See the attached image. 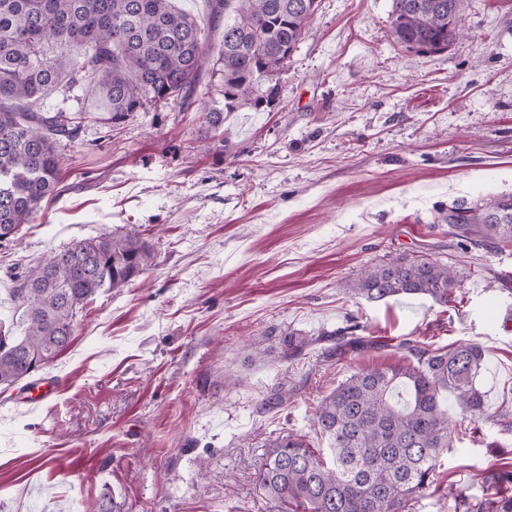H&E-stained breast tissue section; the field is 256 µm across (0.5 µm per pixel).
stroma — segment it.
I'll return each instance as SVG.
<instances>
[{
  "label": "stroma",
  "instance_id": "stroma-1",
  "mask_svg": "<svg viewBox=\"0 0 512 512\" xmlns=\"http://www.w3.org/2000/svg\"><path fill=\"white\" fill-rule=\"evenodd\" d=\"M391 10L319 0L272 77L275 102L225 113L220 147L203 119L224 105L208 66L190 108L111 125L92 92L44 100L82 126L58 145V196L0 244V317L11 276L75 241L134 228L156 259L79 312L69 347L32 378L50 398L29 407L23 387L0 390V512H254L270 440L320 444L318 399L399 361L405 337L480 343L490 413L463 422L412 512L478 503L488 475L512 470V429L495 420L512 417V241L477 249L439 221L512 195V0H464L462 35L435 54L398 44ZM402 254L456 268L454 301L352 295L365 266ZM353 320L383 348L336 355L330 334ZM288 333L313 343L284 357ZM280 386L287 402L263 410Z\"/></svg>",
  "mask_w": 512,
  "mask_h": 512
}]
</instances>
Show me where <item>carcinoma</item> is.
Instances as JSON below:
<instances>
[{"instance_id":"obj_1","label":"carcinoma","mask_w":512,"mask_h":512,"mask_svg":"<svg viewBox=\"0 0 512 512\" xmlns=\"http://www.w3.org/2000/svg\"><path fill=\"white\" fill-rule=\"evenodd\" d=\"M210 2L224 13L213 74L225 111L270 104V76L288 63L318 0ZM463 2L392 0L394 39L420 53L447 49L461 31ZM210 52L205 30L174 0H0V243L59 194L57 142L78 138L75 113L40 110L51 92L92 86L102 120L116 123L149 105L184 102ZM203 117L224 145V111ZM446 221L452 236L473 244L512 239V196L453 207ZM154 259L153 246L130 229L81 239L17 274L10 297L24 332L15 336L0 321V388L61 354L78 313L100 293L131 285ZM457 288L448 264L399 255L364 269L350 291L368 302L420 295L446 305ZM309 345L284 337L290 357ZM382 347L373 336L336 332L338 355ZM395 348L400 362L353 373L318 402L314 427L330 457L292 432L269 442L255 472L258 512H410L453 443L444 394L462 418L488 417L476 386L484 351L470 340L447 349L417 338Z\"/></svg>"}]
</instances>
